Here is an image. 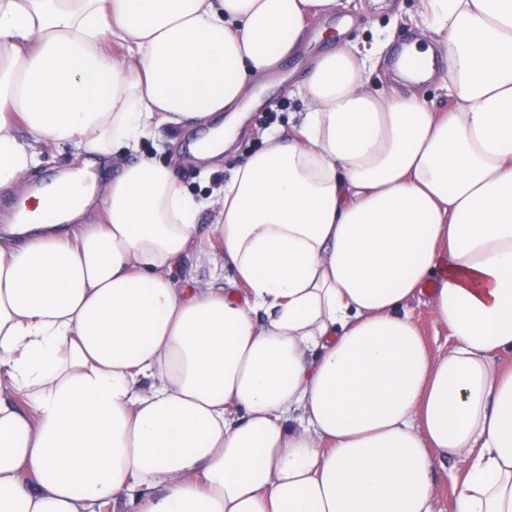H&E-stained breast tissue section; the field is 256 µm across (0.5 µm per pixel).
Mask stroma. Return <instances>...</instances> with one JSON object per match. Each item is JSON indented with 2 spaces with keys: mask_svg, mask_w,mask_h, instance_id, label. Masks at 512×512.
Returning a JSON list of instances; mask_svg holds the SVG:
<instances>
[{
  "mask_svg": "<svg viewBox=\"0 0 512 512\" xmlns=\"http://www.w3.org/2000/svg\"><path fill=\"white\" fill-rule=\"evenodd\" d=\"M417 0H342L333 14H314L307 21L302 51L273 75L261 81L254 92L255 106L240 113V134L232 147L217 159L196 162L190 152L199 128L189 125L159 127L141 145L142 152L158 153L160 159L180 156L179 176L185 190L203 198L222 190L231 170L247 155L264 145L263 134L287 127L293 113L302 111L293 87L304 79L311 63L330 49L350 43L371 46L379 33L390 32V42L371 74V86L379 91L394 88L391 59L398 46L420 39L414 20Z\"/></svg>",
  "mask_w": 512,
  "mask_h": 512,
  "instance_id": "stroma-1",
  "label": "stroma"
}]
</instances>
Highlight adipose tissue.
I'll list each match as a JSON object with an SVG mask.
<instances>
[{
  "mask_svg": "<svg viewBox=\"0 0 512 512\" xmlns=\"http://www.w3.org/2000/svg\"><path fill=\"white\" fill-rule=\"evenodd\" d=\"M339 5L0 0V190L48 146L120 167L0 234V512H434L439 459L453 512H512V0H418L447 112L370 88L384 41L313 61L224 184L228 286H174L204 203L125 159L236 111ZM409 312L422 335L432 346L447 347L450 344L448 330L435 322L430 309L426 305L418 301L410 302ZM464 464L437 460L434 464V481L437 488L435 511L451 512L453 502V489L456 481L461 477Z\"/></svg>",
  "mask_w": 512,
  "mask_h": 512,
  "instance_id": "obj_1",
  "label": "adipose tissue"
}]
</instances>
